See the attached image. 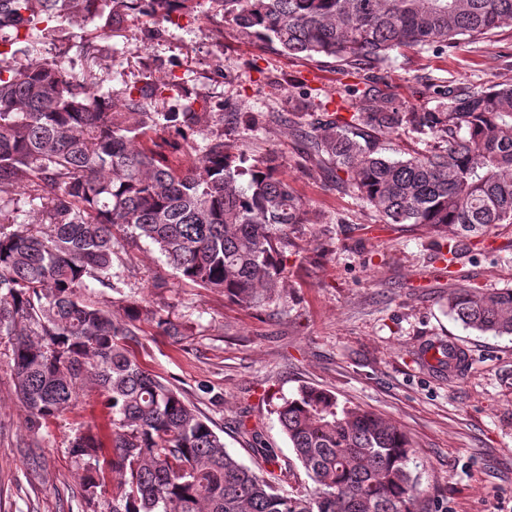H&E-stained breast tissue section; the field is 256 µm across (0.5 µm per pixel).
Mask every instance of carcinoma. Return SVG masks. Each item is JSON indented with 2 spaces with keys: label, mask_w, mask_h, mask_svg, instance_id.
Segmentation results:
<instances>
[{
  "label": "carcinoma",
  "mask_w": 512,
  "mask_h": 512,
  "mask_svg": "<svg viewBox=\"0 0 512 512\" xmlns=\"http://www.w3.org/2000/svg\"><path fill=\"white\" fill-rule=\"evenodd\" d=\"M139 0H0V27L26 34L18 52H40L33 33L59 17L105 18L111 29ZM240 32L290 55L343 65H378L402 47L442 50L512 22V0H216ZM62 63L15 67L0 61V339H8L16 390L36 429L68 412L80 391L98 389L112 415V451L89 429L69 443L82 470L81 496L98 512H418L411 443L398 424L323 390L305 387L275 409L313 482L283 493L263 466L251 468L171 383L143 367L131 343L141 323L169 336L163 309L122 298L85 299L112 282L113 230L155 245L179 278L261 308L281 298L280 244L317 220L281 176L224 142L177 168L152 134L160 120L132 93L84 89ZM433 109L378 104L372 85L348 89L350 117L319 123L311 154L386 224H456L488 231L512 224V85L434 91ZM412 132L433 141L388 158L366 132ZM40 202L41 219L20 223L19 196ZM448 314L466 329L512 336V288H453Z\"/></svg>",
  "instance_id": "1"
}]
</instances>
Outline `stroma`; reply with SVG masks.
Returning <instances> with one entry per match:
<instances>
[{"label": "stroma", "instance_id": "35a3bbf8", "mask_svg": "<svg viewBox=\"0 0 512 512\" xmlns=\"http://www.w3.org/2000/svg\"><path fill=\"white\" fill-rule=\"evenodd\" d=\"M214 0L170 20L134 13L120 31L100 21L56 20L40 38L42 57L72 74L94 43L102 91L144 90L160 112L197 101L202 121L185 135L197 151L216 141L243 146L251 161L275 158L294 193L316 214L281 244L282 299L254 310L223 293L181 281L147 241L116 232L113 271L126 299L165 308L181 340L142 325L140 362L170 381L208 418L226 448L255 461L242 425L258 426L276 455L277 486L313 483L275 408L301 386L396 422L420 462V512H512V336L464 328L448 315L451 288H512V224L489 232L386 224L312 157L305 135L335 112L346 87L374 76L382 103L433 108L432 81L487 89L512 84V24L446 51L413 48L383 65L347 71L335 59L297 57L240 35ZM252 113L244 125L243 113ZM457 248L453 261L437 245ZM465 350L449 371V343ZM8 344H0V512H91L68 454L75 433L108 434L97 392L84 390L64 416L28 427L14 392Z\"/></svg>", "mask_w": 512, "mask_h": 512}]
</instances>
